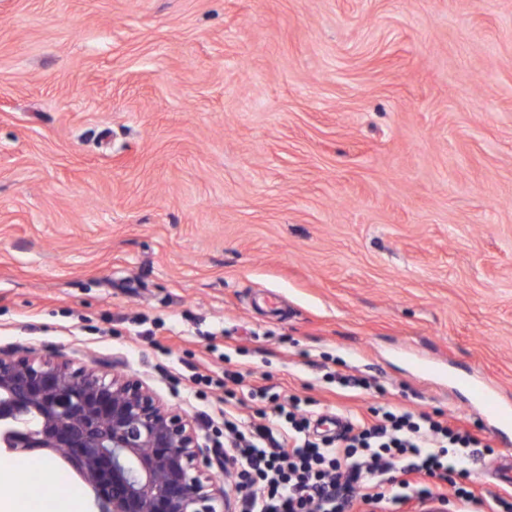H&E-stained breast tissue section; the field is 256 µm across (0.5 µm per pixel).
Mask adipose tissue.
I'll return each instance as SVG.
<instances>
[{"mask_svg": "<svg viewBox=\"0 0 512 512\" xmlns=\"http://www.w3.org/2000/svg\"><path fill=\"white\" fill-rule=\"evenodd\" d=\"M33 470L41 480L56 488L57 497L53 506L54 512H71L73 506L80 501L79 489L72 485L65 475L52 464L34 458H1L0 459V512H15L18 503H25L29 512H43L44 505L38 496H19L14 485L13 476Z\"/></svg>", "mask_w": 512, "mask_h": 512, "instance_id": "obj_1", "label": "adipose tissue"}]
</instances>
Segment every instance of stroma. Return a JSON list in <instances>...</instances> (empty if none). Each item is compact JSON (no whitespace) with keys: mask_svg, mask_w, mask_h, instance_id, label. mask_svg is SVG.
Listing matches in <instances>:
<instances>
[{"mask_svg":"<svg viewBox=\"0 0 512 512\" xmlns=\"http://www.w3.org/2000/svg\"><path fill=\"white\" fill-rule=\"evenodd\" d=\"M0 349L137 375L216 452L264 379L435 413L512 503L465 385L512 405V0H0Z\"/></svg>","mask_w":512,"mask_h":512,"instance_id":"stroma-1","label":"stroma"}]
</instances>
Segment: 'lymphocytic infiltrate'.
Wrapping results in <instances>:
<instances>
[{
	"label": "lymphocytic infiltrate",
	"instance_id": "1",
	"mask_svg": "<svg viewBox=\"0 0 512 512\" xmlns=\"http://www.w3.org/2000/svg\"><path fill=\"white\" fill-rule=\"evenodd\" d=\"M229 453L239 468V512H360L378 504L385 484L406 500L436 498L429 481L445 484L466 474L484 441L451 421L427 413L377 411L348 417L336 435L312 432L313 412L300 400L245 423L232 400L220 410Z\"/></svg>",
	"mask_w": 512,
	"mask_h": 512
}]
</instances>
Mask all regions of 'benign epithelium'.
<instances>
[{
    "label": "benign epithelium",
    "mask_w": 512,
    "mask_h": 512,
    "mask_svg": "<svg viewBox=\"0 0 512 512\" xmlns=\"http://www.w3.org/2000/svg\"><path fill=\"white\" fill-rule=\"evenodd\" d=\"M34 414L39 425L13 424ZM186 414L138 376L0 350V447L46 451L90 488L97 512H233L235 470Z\"/></svg>",
    "instance_id": "1"
}]
</instances>
